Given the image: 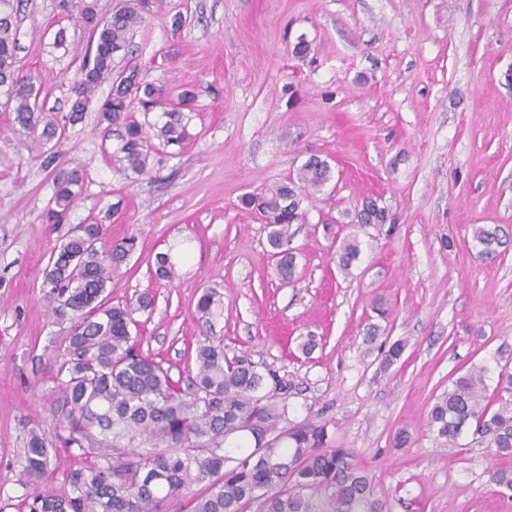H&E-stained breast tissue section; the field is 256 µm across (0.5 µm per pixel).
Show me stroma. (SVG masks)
<instances>
[{"mask_svg":"<svg viewBox=\"0 0 512 512\" xmlns=\"http://www.w3.org/2000/svg\"><path fill=\"white\" fill-rule=\"evenodd\" d=\"M67 24L57 0H29L19 23V65L46 76L53 117L68 112L87 44ZM62 27L69 54L52 46ZM301 37L313 46L305 58L292 53ZM127 60L192 91L191 136L129 179L87 112L59 148V167L89 176L69 224L43 223L52 180L0 108V512H18L27 432L58 435L45 398L67 332L50 317L44 270L69 225L90 215L103 246L137 236L106 291L152 296L140 348L172 378L194 371L203 332L223 337L227 352H251L291 383L290 422L326 424L387 512H512V491L491 480L512 456L473 432L451 445L425 426L450 379L484 365L495 387V354L512 349V244L490 262L472 239L474 226L495 224L512 237V0H162ZM313 155L333 177L302 204L286 283L239 199ZM366 198L387 208L391 228L357 223ZM347 237L361 254L346 275L336 249ZM160 253L173 277L157 275ZM207 288L220 304L206 330L196 304ZM372 324L381 332L369 344ZM310 339L317 347L303 354ZM397 340L402 356L383 366L380 345Z\"/></svg>","mask_w":512,"mask_h":512,"instance_id":"35a3bbf8","label":"stroma"}]
</instances>
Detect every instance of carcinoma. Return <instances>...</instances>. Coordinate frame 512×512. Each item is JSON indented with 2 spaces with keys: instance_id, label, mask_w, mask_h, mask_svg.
I'll return each instance as SVG.
<instances>
[{
  "instance_id": "1",
  "label": "carcinoma",
  "mask_w": 512,
  "mask_h": 512,
  "mask_svg": "<svg viewBox=\"0 0 512 512\" xmlns=\"http://www.w3.org/2000/svg\"><path fill=\"white\" fill-rule=\"evenodd\" d=\"M29 0H0V97L14 113L13 130L37 142L30 161L52 175L53 192L43 220L63 224L77 205L87 173L57 165L56 148L71 136L90 107L99 85L110 91L97 101L102 140H120L110 153L123 172L142 176L150 170L156 148L190 137V109L194 97L183 91L168 98L164 87L133 66L116 69L126 54L134 30L159 0H120L111 14L99 13L92 0H58L65 14L76 7L74 27L88 32L82 65L92 63V76L71 88L70 108L61 118L44 112L39 74L17 67L19 49L16 20ZM165 105L158 120L141 122ZM331 179L329 163L311 156L284 182L240 198L243 208L259 214L267 224V243L282 278L295 275L296 255L288 249L291 226L303 224L302 202ZM366 226L387 223L388 213L365 201L356 214ZM495 225L474 228L473 240L482 258H496L507 246ZM103 224L87 218L76 225L51 252L44 286L56 324H69L66 345L53 358L55 392L49 407L52 420L64 431L63 447L74 450L82 466L63 471L65 488L50 491L43 483L56 472V443L45 433L26 436L20 464L31 488L21 499L30 512H161L162 503L185 498L186 512H244L259 503L260 512H384L374 497L372 478L354 462L350 449L329 440L327 427L310 420L287 430L279 424L288 416V381L247 352L228 355L224 339L204 335L197 340L196 373L187 382L175 381L162 362L139 350L140 320L136 314L152 309L141 294L134 302L111 304L104 296L112 271L137 247L134 236L99 249ZM360 254L359 241H343L336 265L347 273ZM218 292L199 298L202 321L210 322ZM487 368L476 366L449 381L437 396L428 418L429 430L454 443L473 423L500 456H512V373L502 366L499 407L487 396ZM508 397H503V394ZM250 426L251 431L244 430ZM275 435L276 448L245 446L243 433ZM198 486L195 492L192 487Z\"/></svg>"
}]
</instances>
